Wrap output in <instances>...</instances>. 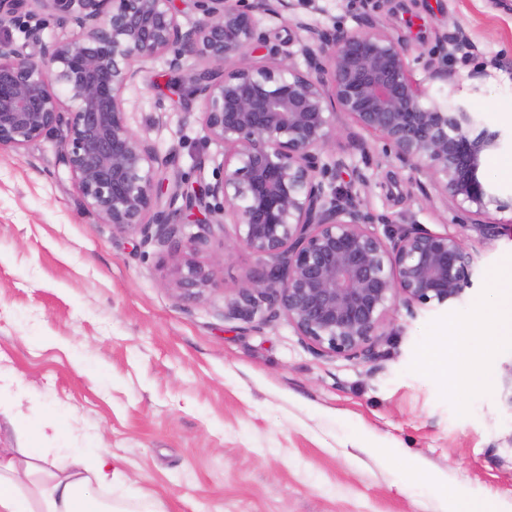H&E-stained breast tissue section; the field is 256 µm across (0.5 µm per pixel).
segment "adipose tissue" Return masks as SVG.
<instances>
[{
    "instance_id": "adipose-tissue-1",
    "label": "adipose tissue",
    "mask_w": 512,
    "mask_h": 512,
    "mask_svg": "<svg viewBox=\"0 0 512 512\" xmlns=\"http://www.w3.org/2000/svg\"><path fill=\"white\" fill-rule=\"evenodd\" d=\"M58 440L41 432L28 447L0 448V512H124L90 494L91 486L121 481L112 456L98 448H66Z\"/></svg>"
}]
</instances>
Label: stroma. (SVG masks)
Returning <instances> with one entry per match:
<instances>
[{"label": "stroma", "instance_id": "stroma-1", "mask_svg": "<svg viewBox=\"0 0 512 512\" xmlns=\"http://www.w3.org/2000/svg\"><path fill=\"white\" fill-rule=\"evenodd\" d=\"M267 16V47L287 49L298 24L399 38L416 79L447 65L477 117L503 146L481 176L512 200V0H321ZM463 29L473 48L449 57ZM130 128L160 156L167 178L212 182L222 147L207 140L200 102L166 58L143 63L124 93ZM330 154L367 178L363 211L392 224L455 233L475 257L473 286L455 307H397L375 360L317 353L286 317L246 323L224 300L258 265L243 248L209 238L193 254L219 287L180 299L165 248L113 234L83 206L58 163L57 136L0 148V371L26 395L32 431L57 426L65 443L90 440L126 475L113 487L129 512H462L488 500L512 512V342L495 346L459 325L512 293L494 278L512 262V209L480 219L503 225L480 241L478 217L432 188L385 141L336 117ZM487 388L459 380L472 356Z\"/></svg>", "mask_w": 512, "mask_h": 512}]
</instances>
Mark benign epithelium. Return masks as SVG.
<instances>
[{"label":"benign epithelium","instance_id":"obj_1","mask_svg":"<svg viewBox=\"0 0 512 512\" xmlns=\"http://www.w3.org/2000/svg\"><path fill=\"white\" fill-rule=\"evenodd\" d=\"M202 19L185 28L175 0H0V29L26 9L27 53L0 36V147L21 149L60 136L59 160L87 211L112 232L167 248L174 288L195 300L218 287L217 273L187 252L234 226L233 245L262 267L224 300V317L253 322L281 315L323 354L372 360L390 313L451 307L472 286L474 257L460 238L414 226L380 234L387 220L364 212L352 190L322 177L347 168L321 163L336 137V114L383 139L428 176L447 200L480 214L505 206L479 176L502 133L481 124L460 95L456 73L427 69L417 81L400 40L383 29L326 31L266 49L262 17L295 0H192ZM73 30L43 37L50 20ZM170 55L201 102L209 139L224 147V175L192 191L159 179L168 160L127 124L122 94L140 64ZM302 56L309 71L293 59ZM326 58L322 64L320 58ZM221 199L222 217L209 199ZM194 219L188 231L184 218ZM481 240L500 224H467Z\"/></svg>","mask_w":512,"mask_h":512}]
</instances>
